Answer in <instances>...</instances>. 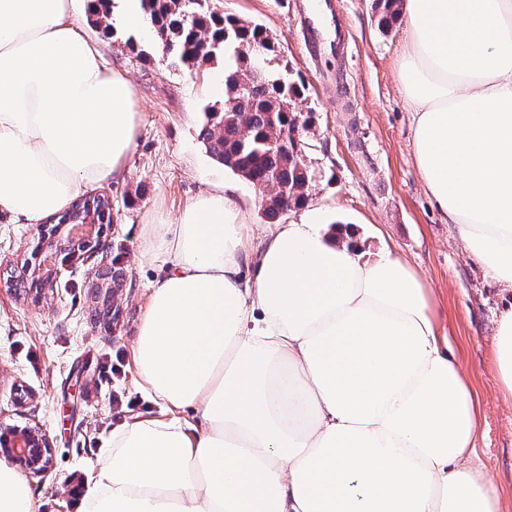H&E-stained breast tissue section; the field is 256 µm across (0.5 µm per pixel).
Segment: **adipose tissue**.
Listing matches in <instances>:
<instances>
[{"mask_svg":"<svg viewBox=\"0 0 512 512\" xmlns=\"http://www.w3.org/2000/svg\"><path fill=\"white\" fill-rule=\"evenodd\" d=\"M423 187L512 297V0H403ZM141 114L73 0H0V214L33 224L123 176ZM231 188L142 229L163 274L133 359L167 409L113 430L77 512H504L479 401L408 259L317 210L255 229ZM493 368L512 400V300ZM0 512H33L0 464Z\"/></svg>","mask_w":512,"mask_h":512,"instance_id":"1","label":"adipose tissue"}]
</instances>
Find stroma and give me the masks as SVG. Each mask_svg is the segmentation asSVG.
Masks as SVG:
<instances>
[{"label":"stroma","mask_w":512,"mask_h":512,"mask_svg":"<svg viewBox=\"0 0 512 512\" xmlns=\"http://www.w3.org/2000/svg\"><path fill=\"white\" fill-rule=\"evenodd\" d=\"M304 0H208L211 10L263 24L277 55L306 86L314 111L307 156L320 176L310 200L327 224L355 226L365 257L397 250L432 293L439 330L481 401L477 456L512 512V401L498 394L491 366L504 292L484 277L425 194L413 163L410 116L395 69L403 23L378 28L372 0H332L349 39L344 61H311L301 33ZM88 37L125 74L142 121L128 170L100 186L112 201L105 249L73 264L41 295L0 283V422L41 428L52 440L48 472L25 475L35 512H76L89 471L112 428L162 406L135 388L132 347L158 264L141 256V228L155 214L176 218L201 193L234 186L264 223L263 187L213 160L198 134L206 108L224 92L222 63L189 72L171 66L152 26L97 28L75 0ZM40 224L0 215V267L37 266Z\"/></svg>","instance_id":"stroma-1"}]
</instances>
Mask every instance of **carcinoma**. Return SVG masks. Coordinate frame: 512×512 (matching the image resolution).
Masks as SVG:
<instances>
[{"label": "carcinoma", "mask_w": 512, "mask_h": 512, "mask_svg": "<svg viewBox=\"0 0 512 512\" xmlns=\"http://www.w3.org/2000/svg\"><path fill=\"white\" fill-rule=\"evenodd\" d=\"M93 24L112 35V0H94ZM401 0H374L379 23L389 30L399 19ZM152 27L167 35L163 51L171 64L188 70L221 61L224 64V97L206 109L199 138L209 155L231 173L251 184L288 192L292 207L307 204L315 168L303 157L278 146L282 135L299 132L301 151L307 150L304 134L311 128V111L301 114L284 106L303 105L304 85L290 77L288 67L270 69L274 42L266 28L246 23L233 14L209 11L207 0H195L191 15L180 0H140ZM302 123H297L296 118ZM98 223L112 220L109 197L94 194Z\"/></svg>", "instance_id": "carcinoma-1"}]
</instances>
